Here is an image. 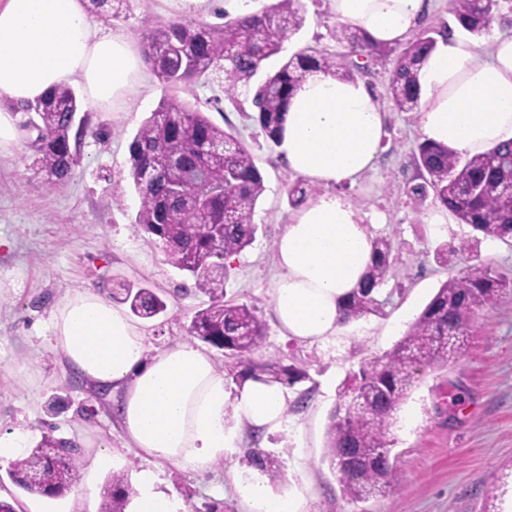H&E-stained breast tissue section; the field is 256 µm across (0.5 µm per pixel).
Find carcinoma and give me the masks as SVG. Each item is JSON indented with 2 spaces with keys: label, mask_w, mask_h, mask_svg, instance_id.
Masks as SVG:
<instances>
[{
  "label": "carcinoma",
  "mask_w": 512,
  "mask_h": 512,
  "mask_svg": "<svg viewBox=\"0 0 512 512\" xmlns=\"http://www.w3.org/2000/svg\"><path fill=\"white\" fill-rule=\"evenodd\" d=\"M456 23L479 40L491 28L498 0H449ZM305 22L302 0H275L260 12L230 22L170 21L151 26L143 57L152 70L172 86L191 85L213 70L224 72V94L231 100L243 85L253 91L252 105L261 132L278 143L286 106L306 73L323 70L350 81L369 63L396 54L389 91L403 112L419 108V71L437 46L425 30L401 50L376 43L360 29L337 25L336 40L346 44L357 60L338 63L321 53L302 51L281 61L263 80L251 84L269 59ZM84 101L68 85L52 89L35 105L33 123L42 141L36 170L50 187L62 184L78 163L83 135L72 121ZM130 178L139 198L136 222L148 241L160 243L169 262L194 279L209 296L188 335L234 359L240 370L229 373L236 384L248 379L293 385L305 373L283 360L251 359L266 336V326L255 308L224 300L232 265L256 240L259 225L253 216L265 191L264 177L249 150L236 134L215 125L206 113L177 96L165 98L143 122L129 145ZM414 162L423 183L412 193L423 200L433 192L462 224L489 240L512 239V141L483 153L463 155L447 146L423 140L414 149ZM392 242L372 240V264L362 286L343 305L344 322L382 311L374 294L388 280ZM512 280L488 265L469 266L441 284L403 338L383 356L361 367L358 384L342 392L329 416L325 456L343 494L361 502L381 496L400 479L391 459V428L408 397L417 368L446 365L459 359L472 337L481 313L491 310ZM121 303L141 318L167 310L166 302L143 287L125 289ZM270 483L282 480L281 463L254 450L246 458ZM75 444L50 435L36 448L9 462L6 474L16 486L49 498L67 494L79 472ZM133 494L127 473L116 471L104 490L99 512H126Z\"/></svg>",
  "instance_id": "1"
}]
</instances>
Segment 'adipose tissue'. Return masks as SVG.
<instances>
[{"label":"adipose tissue","mask_w":512,"mask_h":512,"mask_svg":"<svg viewBox=\"0 0 512 512\" xmlns=\"http://www.w3.org/2000/svg\"><path fill=\"white\" fill-rule=\"evenodd\" d=\"M337 22L372 40L403 41L419 26L425 0H331ZM143 61L129 37L100 34L85 0H5L0 5V150L16 142L14 114L52 88L79 81L92 107L111 112L141 80ZM424 139L474 155L512 140V34H497L489 54L471 41L439 43L420 73ZM385 136L384 114L359 80L306 73L288 103L277 145L289 171L324 186L302 205L276 242L273 288L279 325L289 336L335 335L341 303L372 262V235L349 202L334 193L373 168ZM52 336L68 363L90 381L120 391L124 430L145 455L198 470L223 459L238 436L230 419L269 431L285 417L287 393L276 383L230 388L212 358L191 343L148 354L138 325L96 292L68 297ZM142 470L134 512H187L157 491ZM249 512H306L303 491L273 493L259 475L237 481Z\"/></svg>","instance_id":"ef3b65f1"}]
</instances>
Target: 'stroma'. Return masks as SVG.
Returning a JSON list of instances; mask_svg holds the SVG:
<instances>
[{
    "label": "stroma",
    "instance_id": "1",
    "mask_svg": "<svg viewBox=\"0 0 512 512\" xmlns=\"http://www.w3.org/2000/svg\"><path fill=\"white\" fill-rule=\"evenodd\" d=\"M304 4L305 25L286 43L284 56L314 49L347 61V47L335 38L330 0ZM180 16L170 0H124L118 18L99 17L95 24L127 34L139 47L148 22ZM393 68L389 58L359 75L386 114V136L373 169L342 188L372 235L392 242L391 269L380 293L385 304L381 314L310 342L288 336L275 318V241L298 208L288 198L289 186L300 184L308 201L323 188L289 172L253 121L247 90L228 100L224 74L217 70L178 88L144 70L136 93L117 111H90L92 132L82 142L80 162L54 188L34 166L36 133L26 127L34 114L19 111L17 142L0 152V435L29 430L31 448L46 433L72 441L85 466L97 452L108 451L116 469L127 470L132 479L153 469L159 491L180 499L190 512H208L214 503L224 512H247L234 482L250 475L245 456L253 447L278 458L288 486L305 489L308 512H496L499 503L491 490L512 470V292L478 319L456 363L416 371L394 429L392 453L402 472L394 489L352 501L325 458L326 429L340 384L390 351L448 276L473 263L512 279V240H484L470 257L453 251L447 260L438 259L443 246L453 249L473 231L433 198L420 202L408 192L419 181L413 151L422 140L420 115L395 106L389 93ZM170 95L197 105L216 125L235 129L263 174L265 191L254 214L259 235L236 257L225 297L254 306L265 322L267 334L256 359H283L307 374L287 389L280 429L256 433L240 427L239 446L204 471L140 454L122 427L118 395L79 375L51 340L57 306L84 289L108 300L131 285L162 297L166 313L140 323L152 353L187 340L193 316L208 304L135 221L139 199L129 177L128 147L142 122ZM0 496L14 498L17 512H97L101 501L99 492L89 495L78 484L49 499L18 488L1 470Z\"/></svg>",
    "mask_w": 512,
    "mask_h": 512
}]
</instances>
